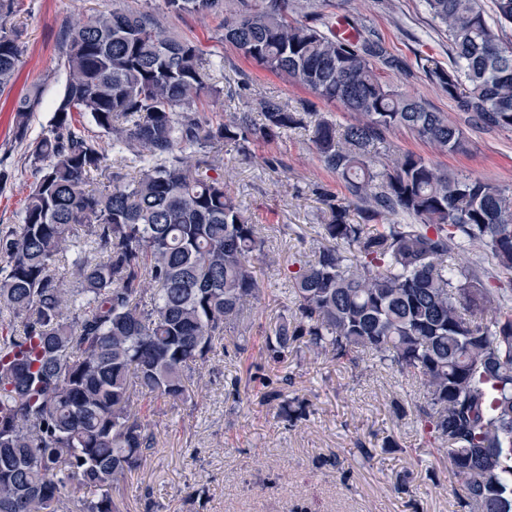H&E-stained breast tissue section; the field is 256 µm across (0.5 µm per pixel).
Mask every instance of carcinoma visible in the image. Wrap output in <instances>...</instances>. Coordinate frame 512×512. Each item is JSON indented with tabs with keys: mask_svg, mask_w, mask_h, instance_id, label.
<instances>
[{
	"mask_svg": "<svg viewBox=\"0 0 512 512\" xmlns=\"http://www.w3.org/2000/svg\"><path fill=\"white\" fill-rule=\"evenodd\" d=\"M169 13L220 15L217 41L356 115L343 132L322 117L311 142L345 194L320 192L322 242L289 272L294 310L265 340L266 366L306 346L341 362L367 352L416 380L417 422L459 481L465 512H512V309L476 263L448 256L476 244L512 272V188L441 170L398 151L375 165L384 134L406 129L440 152L462 130L384 71L405 62L363 29L288 15V0H164ZM18 0H0V94L24 52ZM454 64L419 58L428 78L486 128L512 129V44L480 0H426ZM67 80L50 129L30 143L35 182L20 224L0 230V512H123L112 487L137 469L153 435L138 398L191 397L193 372L238 331L266 291L255 262L276 258L208 161L305 126L272 100L208 123L196 109L208 74L200 49L151 10L106 6L61 39ZM40 94L15 106L26 137ZM91 117L99 132L76 124ZM122 165L88 188L109 155ZM215 175H209V172ZM264 366V367H266ZM263 366L256 370H264ZM294 425L307 405L265 392Z\"/></svg>",
	"mask_w": 512,
	"mask_h": 512,
	"instance_id": "cac0c4a2",
	"label": "carcinoma"
}]
</instances>
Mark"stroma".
Listing matches in <instances>:
<instances>
[{
    "label": "stroma",
    "mask_w": 512,
    "mask_h": 512,
    "mask_svg": "<svg viewBox=\"0 0 512 512\" xmlns=\"http://www.w3.org/2000/svg\"><path fill=\"white\" fill-rule=\"evenodd\" d=\"M19 2L14 22L24 32L25 51L13 89L0 95V228L19 222L33 181L27 145L15 136L13 104L39 86L41 103L28 135L48 129L66 83L59 34L112 0ZM124 2L149 6L175 36L198 46L210 65L209 82L219 90L199 104L208 122L256 110L264 98L292 112L319 113L340 130L352 122L341 105L218 43L223 17H175L163 0ZM289 10L301 21L323 12L380 34L409 64L406 71L388 73L389 82L447 113L466 137L465 149L450 154L400 129L387 132L378 154L411 151L435 166L512 188V130L477 124L417 65L424 55L451 63L448 35L424 0H290ZM270 154L282 158L285 171L267 169L262 159ZM213 160L226 170L228 191L258 224L279 264L256 267L268 289L244 314L249 344L237 347L233 335H225L223 349L211 353L202 368L201 390L184 401L148 398L137 408L153 446L142 465L120 481L116 495L129 512H463L451 492L457 479L411 416L423 402L422 388L370 355L358 352L339 364L303 348L267 369L273 384L288 380L289 394L309 402L308 416L296 425L280 417L277 403L261 400L254 373L264 361L262 340L293 306L287 268L311 253L323 217L317 190L338 193L342 184L301 128L253 147L248 156L225 144ZM201 488L207 491L202 498L196 495Z\"/></svg>",
    "instance_id": "35a3bbf8"
}]
</instances>
